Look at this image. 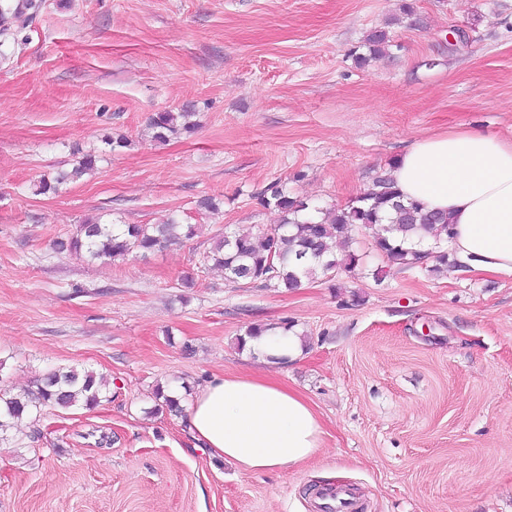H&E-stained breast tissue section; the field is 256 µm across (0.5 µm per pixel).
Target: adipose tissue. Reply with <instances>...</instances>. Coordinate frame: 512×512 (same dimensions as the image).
<instances>
[{"instance_id":"adipose-tissue-1","label":"adipose tissue","mask_w":512,"mask_h":512,"mask_svg":"<svg viewBox=\"0 0 512 512\" xmlns=\"http://www.w3.org/2000/svg\"><path fill=\"white\" fill-rule=\"evenodd\" d=\"M392 175L403 200L445 213L457 262L485 275H512V140L455 128L416 140ZM263 361H295L299 336L272 330L252 337ZM190 431L210 455L245 472L292 468L322 446L321 420L296 389L271 376L224 375L198 388Z\"/></svg>"}]
</instances>
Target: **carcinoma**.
Segmentation results:
<instances>
[{"instance_id":"cac0c4a2","label":"carcinoma","mask_w":512,"mask_h":512,"mask_svg":"<svg viewBox=\"0 0 512 512\" xmlns=\"http://www.w3.org/2000/svg\"><path fill=\"white\" fill-rule=\"evenodd\" d=\"M43 0L0 3V42L12 35L13 20L39 13ZM365 46L369 55L357 56L364 64L392 47L384 30L371 32ZM193 112H156L148 121L151 138L165 143L180 132H192L197 123ZM103 155L84 154L70 170H60L35 185V193H58L67 184L94 171ZM264 209L280 213V223L257 235H242L229 228L203 256L204 264L224 271L232 284L258 283L284 292L301 286V281L323 277L334 280L351 272L361 257L348 252L336 257V241L351 239L361 232L372 238L374 251L387 266L400 269L424 267L432 273L456 267L448 260L450 224L442 215L427 211L419 203H403L391 173L374 178L371 186L345 206L322 208L293 197L279 186L256 196ZM195 224H182L172 217L163 224H104L85 220L75 230L53 242L58 254L84 256L103 263L132 260L161 251L183 239L196 236ZM106 397L104 377L89 370L56 368L39 376L28 389L15 390L0 384V441L12 421L39 414L45 408L67 409L77 404L93 409Z\"/></svg>"}]
</instances>
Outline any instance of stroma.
Segmentation results:
<instances>
[{
  "mask_svg": "<svg viewBox=\"0 0 512 512\" xmlns=\"http://www.w3.org/2000/svg\"><path fill=\"white\" fill-rule=\"evenodd\" d=\"M452 27L468 46L449 49ZM377 29L389 54L358 65ZM0 49V378L20 388L73 366L107 382L94 409L16 423L0 512H322L330 485L364 512H512L511 275L379 278L362 234L355 272L291 292L201 265L225 227L279 223L253 200L271 185L343 206L416 138L511 140L512 0H45ZM182 110L197 128L154 143L150 115ZM109 136L128 147L34 194ZM172 216L199 234L135 261L52 247L89 218ZM284 321L303 340L295 362L240 346L250 324ZM268 374L324 427L290 469L240 472L198 449L184 417L153 411L161 383L185 385L187 403L213 376Z\"/></svg>",
  "mask_w": 512,
  "mask_h": 512,
  "instance_id": "35a3bbf8",
  "label": "stroma"
}]
</instances>
